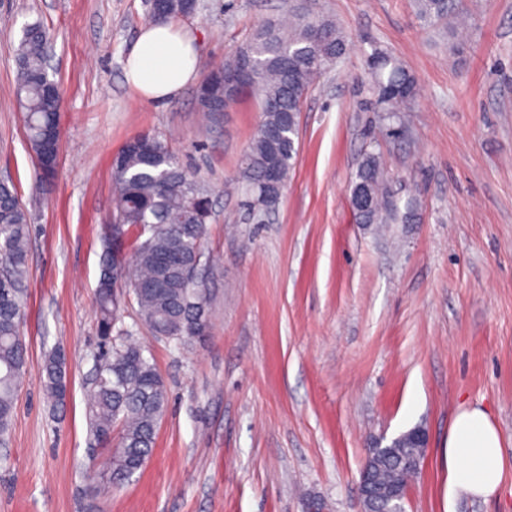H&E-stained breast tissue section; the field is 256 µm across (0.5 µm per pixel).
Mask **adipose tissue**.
<instances>
[{
  "mask_svg": "<svg viewBox=\"0 0 512 512\" xmlns=\"http://www.w3.org/2000/svg\"><path fill=\"white\" fill-rule=\"evenodd\" d=\"M198 51L193 36L172 22L142 27L125 61V78L147 101L176 96L197 76ZM449 496L487 498L499 491L504 458L499 433L487 412L466 407L454 417L444 452Z\"/></svg>",
  "mask_w": 512,
  "mask_h": 512,
  "instance_id": "ef3b65f1",
  "label": "adipose tissue"
}]
</instances>
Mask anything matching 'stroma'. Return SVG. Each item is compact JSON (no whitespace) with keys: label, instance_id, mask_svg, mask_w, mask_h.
I'll return each instance as SVG.
<instances>
[{"label":"stroma","instance_id":"35a3bbf8","mask_svg":"<svg viewBox=\"0 0 512 512\" xmlns=\"http://www.w3.org/2000/svg\"><path fill=\"white\" fill-rule=\"evenodd\" d=\"M468 30L440 46L413 0H308L347 37L341 64L309 91L298 155L276 210L252 214L236 190L260 121L243 95L207 119L197 85L154 103L124 66L144 0H0V180L30 214L23 333L29 363L9 445L0 512H363L368 448L416 426L429 432L405 512H512V0H462ZM288 16L285 0H198L177 24L198 46V74ZM51 34V79L64 92L55 175L40 179L15 96L25 24ZM398 59L419 93L404 133L386 135L367 74L374 49ZM138 134L166 140L210 192L203 244L210 329L155 337L122 304L114 331L155 364L169 404L134 481L93 496L87 394L99 350L95 288L101 229L113 212L112 160ZM376 152L398 203L421 219L382 234L357 223L349 184ZM68 359L63 411L38 378L45 352ZM489 415L504 481L489 498L446 494L444 447L463 407Z\"/></svg>","mask_w":512,"mask_h":512}]
</instances>
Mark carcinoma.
Wrapping results in <instances>:
<instances>
[{
  "mask_svg": "<svg viewBox=\"0 0 512 512\" xmlns=\"http://www.w3.org/2000/svg\"><path fill=\"white\" fill-rule=\"evenodd\" d=\"M417 19L424 27L449 35L460 25L459 0H414ZM190 0H161L149 20L183 16ZM48 33L35 22L23 30L16 57V97L24 114L28 142L42 177L54 176V130L62 96L48 94L46 56ZM346 51L338 25L298 7L288 24H264L240 51L211 70L198 90L201 111L212 115L218 106L227 110L239 97L252 93L259 101L261 120L245 150L239 179L251 206L264 205V182L269 169L285 185L297 156L299 115L314 83L337 66ZM368 67L374 79L379 111L388 132L400 135L401 113L416 98L418 88L410 73L387 52L374 50ZM115 211L112 219L124 225L126 256L116 264L112 240L102 236L103 251L96 306L98 332L109 348L99 352L95 383L89 392L90 436L102 446L115 445L107 483L119 488L130 482L150 460L159 424L167 410L169 394L155 365L133 344H112L122 296L115 288V273L133 298L138 316L152 333L161 330L182 342L204 335L210 324V300L198 305L197 289L189 287L181 268L169 262L194 265L203 248L211 218L209 194L180 163L168 143L150 135L129 139L113 161ZM360 187L367 208L354 212L360 224H387L401 216L404 223L417 220L408 200L399 209L390 180L379 156L369 151L358 162L349 190ZM276 207L279 201L270 203ZM29 216L15 184L0 180V445L9 436L20 378L28 348L21 334L29 283ZM40 382L56 410L67 399L66 359L59 349L45 354ZM418 455V449L401 441L394 448L371 456L367 465L373 480L384 487L413 479L401 460Z\"/></svg>",
  "mask_w": 512,
  "mask_h": 512,
  "instance_id": "cac0c4a2",
  "label": "carcinoma"
}]
</instances>
